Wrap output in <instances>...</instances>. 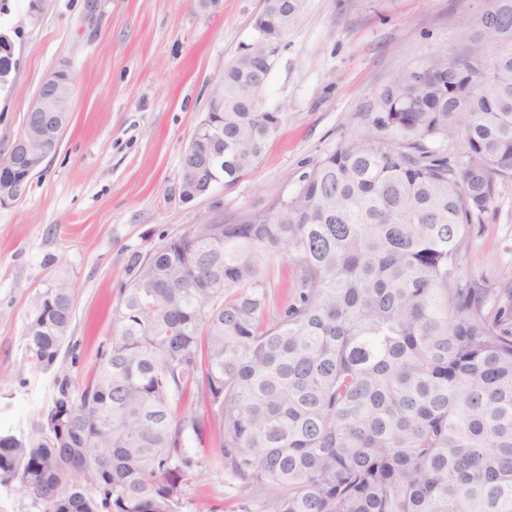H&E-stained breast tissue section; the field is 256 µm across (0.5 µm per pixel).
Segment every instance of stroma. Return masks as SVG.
I'll list each match as a JSON object with an SVG mask.
<instances>
[{
	"instance_id": "35a3bbf8",
	"label": "stroma",
	"mask_w": 512,
	"mask_h": 512,
	"mask_svg": "<svg viewBox=\"0 0 512 512\" xmlns=\"http://www.w3.org/2000/svg\"><path fill=\"white\" fill-rule=\"evenodd\" d=\"M261 0H0V30L14 40L0 78V158L20 132L43 78L67 68L72 112L58 152L26 196L0 205V435L45 423L67 372L79 386L117 324L130 260L188 225L233 222L292 198L315 165L344 141L373 136L369 113L396 73L426 54L449 56L481 40L488 0H306L284 38L263 105L284 120L256 166L236 182L180 195L182 157L207 110L213 80L250 41ZM461 273L512 281V180L500 181L475 225ZM74 289L61 369L26 350L31 295L55 280ZM196 466L183 512L207 501L220 512H263L264 496L224 467L210 446L188 443Z\"/></svg>"
}]
</instances>
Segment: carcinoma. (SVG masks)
I'll return each instance as SVG.
<instances>
[{"label": "carcinoma", "mask_w": 512, "mask_h": 512, "mask_svg": "<svg viewBox=\"0 0 512 512\" xmlns=\"http://www.w3.org/2000/svg\"><path fill=\"white\" fill-rule=\"evenodd\" d=\"M490 2L481 50H436L378 95L372 123L393 137L346 141L294 197L134 257L108 348L77 394L60 381L54 427L0 441V482L44 512H182L191 434L277 490L267 512H512V311L488 320L496 283L460 275L512 179V0ZM304 7L263 0L213 81L224 163L187 151L180 185L203 195L255 166L284 120L262 94ZM451 132L459 167L423 145ZM282 246L298 287L277 306ZM73 315L69 282L35 293L30 357L53 364Z\"/></svg>", "instance_id": "carcinoma-1"}]
</instances>
